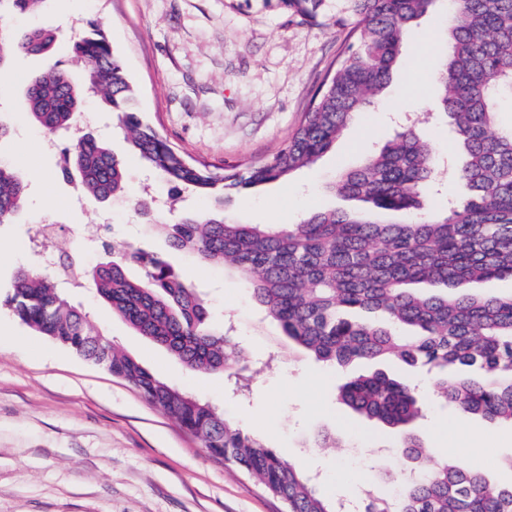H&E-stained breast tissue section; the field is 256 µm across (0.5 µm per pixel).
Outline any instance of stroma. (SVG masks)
I'll return each mask as SVG.
<instances>
[{
	"mask_svg": "<svg viewBox=\"0 0 512 512\" xmlns=\"http://www.w3.org/2000/svg\"><path fill=\"white\" fill-rule=\"evenodd\" d=\"M448 4L421 18L406 36L399 70L376 111L357 115L335 146L314 166L285 181L226 195L225 216L250 224H295L323 210H362V203L327 189L339 170L363 164L397 127L417 122L441 163L456 160L447 118H433L431 71L439 56L436 37ZM100 23L137 90V106L156 130L187 156L221 168L247 166L281 149L308 108L316 87L352 43L349 0H320L315 19L288 10L281 0H44L38 12H0V24L40 26L59 32L47 57L15 56L0 74V121L11 135L0 142V159L18 163L29 194L14 223L0 226V299L17 268L35 267L29 242L38 223L59 225L63 251L94 265L101 252L81 230L100 227L106 243H132L164 254L176 272L198 288L218 318L233 329L245 361L272 359L245 390L221 374L186 371L161 347L131 330L92 290H72L74 303L90 312L97 328L160 378L207 399L246 432L298 468L317 471L320 491L335 499L363 489L389 494L380 467L398 470L405 460L392 450L394 433L380 422L354 415L339 399L348 376L377 370L374 362L348 371L318 364L265 317L230 270L169 250L147 234L136 202L142 187L178 212H207L213 197L190 188L170 192L131 151L115 114L94 98L95 132L107 135L123 160L125 198L71 203L76 181L64 178L57 150L26 113L24 80L54 66L80 77L73 37ZM426 104H413L415 95ZM417 436H442L445 460L463 459L495 485L512 484V425L451 412L441 398L423 400ZM322 432L336 435L334 448L310 447ZM482 451L470 452L472 440ZM0 512H286L279 499L257 487L224 460L208 456L176 420L149 405L140 393L102 365L77 355L23 324L0 303Z\"/></svg>",
	"mask_w": 512,
	"mask_h": 512,
	"instance_id": "1",
	"label": "stroma"
}]
</instances>
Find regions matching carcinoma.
<instances>
[{
    "instance_id": "carcinoma-1",
    "label": "carcinoma",
    "mask_w": 512,
    "mask_h": 512,
    "mask_svg": "<svg viewBox=\"0 0 512 512\" xmlns=\"http://www.w3.org/2000/svg\"><path fill=\"white\" fill-rule=\"evenodd\" d=\"M436 2L351 0L356 45L324 78L285 145L245 169L214 171L162 137L139 112L123 63L98 23L72 44L81 83L54 67L26 79L29 114L48 136L71 132L84 102L99 98L117 115L131 148L173 189L257 187L315 163L357 114L378 103L400 65L405 34ZM57 39L41 27H1L0 69L13 55H49ZM432 81L464 156L454 171L456 202L434 216L381 224L333 210L311 212L296 224H244L220 208L158 224L145 198L137 212L170 249L236 272L288 339L322 364L425 367L453 410L512 425V295L450 293L512 278V125L498 126L497 111V97L512 96V0H452L446 53ZM63 156L64 175L78 173L85 197L104 202L127 193L124 163L105 139L84 133ZM436 177L431 144L406 128L360 167L340 171L328 189L381 211L417 214ZM26 194L18 169L1 162L0 224L13 222ZM103 251L93 266L67 255L64 270L19 268L4 305L39 334L107 367L209 455L280 498L288 512H337L339 503L323 497L308 474L224 410L157 378L71 303L63 289L87 286L188 371L245 379L235 338L162 256L131 244H105ZM339 399L391 428L395 447L412 463L407 473L381 472L395 494L369 497L364 512H512V484L494 488L462 459L435 461L428 443L410 432L422 416L413 385L383 372L361 374L340 388Z\"/></svg>"
}]
</instances>
